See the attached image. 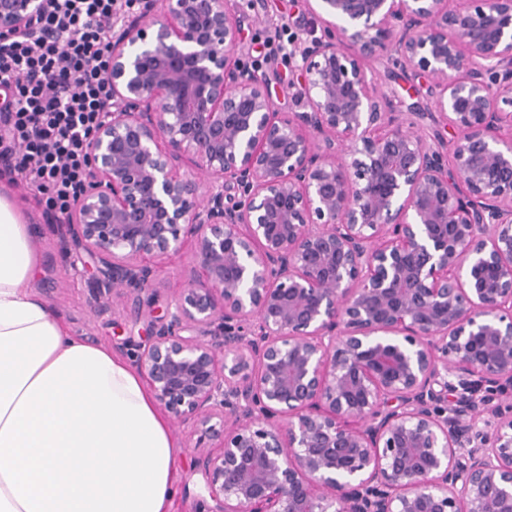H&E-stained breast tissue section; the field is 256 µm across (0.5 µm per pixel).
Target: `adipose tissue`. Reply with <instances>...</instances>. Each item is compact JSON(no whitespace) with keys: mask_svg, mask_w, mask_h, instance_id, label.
Wrapping results in <instances>:
<instances>
[{"mask_svg":"<svg viewBox=\"0 0 512 512\" xmlns=\"http://www.w3.org/2000/svg\"><path fill=\"white\" fill-rule=\"evenodd\" d=\"M32 231L0 194V512H171L179 449L129 361L33 291Z\"/></svg>","mask_w":512,"mask_h":512,"instance_id":"adipose-tissue-1","label":"adipose tissue"}]
</instances>
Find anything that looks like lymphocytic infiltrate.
I'll return each mask as SVG.
<instances>
[{
    "label": "lymphocytic infiltrate",
    "instance_id": "f902f5d3",
    "mask_svg": "<svg viewBox=\"0 0 512 512\" xmlns=\"http://www.w3.org/2000/svg\"><path fill=\"white\" fill-rule=\"evenodd\" d=\"M134 3L56 0L47 38L0 42V158L47 208L70 210L82 190L89 141L112 98V25Z\"/></svg>",
    "mask_w": 512,
    "mask_h": 512
}]
</instances>
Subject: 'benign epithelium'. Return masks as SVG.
<instances>
[{
	"mask_svg": "<svg viewBox=\"0 0 512 512\" xmlns=\"http://www.w3.org/2000/svg\"><path fill=\"white\" fill-rule=\"evenodd\" d=\"M308 0L298 110L226 0H141L62 221L189 422L195 512H512V0ZM49 0H0L38 35ZM427 79L453 142L378 84ZM190 252L175 307L154 274ZM375 67L378 72L379 83L385 92L391 94V92H396L402 101L401 110L403 112H407V107L414 102H419L421 108H425L423 112H426V100L423 97H410L408 93L403 89L406 85L407 81L401 70L397 67H394L386 57L381 58L376 64Z\"/></svg>",
	"mask_w": 512,
	"mask_h": 512,
	"instance_id": "7a95c632",
	"label": "benign epithelium"
}]
</instances>
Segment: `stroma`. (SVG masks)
I'll use <instances>...</instances> for the list:
<instances>
[{"label": "stroma", "mask_w": 512, "mask_h": 512, "mask_svg": "<svg viewBox=\"0 0 512 512\" xmlns=\"http://www.w3.org/2000/svg\"><path fill=\"white\" fill-rule=\"evenodd\" d=\"M229 6L241 20L243 48L269 78L279 110H290L294 102L284 89L296 77L295 63L268 58L267 42L283 31L299 35L316 28L307 0H230ZM0 188L8 189L16 207L29 217L33 243L40 256L34 280L39 299L72 335L106 345L113 353L131 355L132 344L143 341L148 334L147 318L137 316L131 304L112 305L96 298L89 286L94 263L74 247L63 225L52 223L44 206L38 205L23 186L0 178ZM171 431L181 450L172 512H194L204 491L200 476L189 473L193 458L191 427L175 423Z\"/></svg>", "instance_id": "1"}]
</instances>
